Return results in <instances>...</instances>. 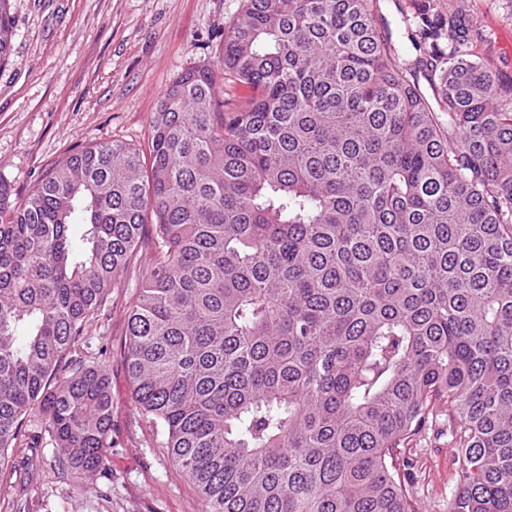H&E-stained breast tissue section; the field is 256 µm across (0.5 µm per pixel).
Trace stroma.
<instances>
[{
  "label": "stroma",
  "instance_id": "1",
  "mask_svg": "<svg viewBox=\"0 0 512 512\" xmlns=\"http://www.w3.org/2000/svg\"><path fill=\"white\" fill-rule=\"evenodd\" d=\"M242 0H12L15 36L0 66V177L22 202L54 165L95 144L151 147V121L177 74L217 67ZM482 61L512 77V0H464ZM141 281L128 271L77 349L112 388L108 477L60 478L51 442L37 472L0 486V512H202L191 481L137 408L126 361L128 311ZM417 512H448L461 474L448 409L403 449Z\"/></svg>",
  "mask_w": 512,
  "mask_h": 512
}]
</instances>
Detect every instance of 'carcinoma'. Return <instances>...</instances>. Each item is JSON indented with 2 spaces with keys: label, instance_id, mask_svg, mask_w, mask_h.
Returning a JSON list of instances; mask_svg holds the SVG:
<instances>
[{
  "label": "carcinoma",
  "instance_id": "cac0c4a2",
  "mask_svg": "<svg viewBox=\"0 0 512 512\" xmlns=\"http://www.w3.org/2000/svg\"><path fill=\"white\" fill-rule=\"evenodd\" d=\"M376 2L243 0L247 104L187 69L150 167L91 145L18 206L0 178V482L37 413L106 471L110 382L72 351L132 268L135 398L204 512H415L399 455L441 401L448 512H512V77L441 0L399 60ZM13 35L0 0V65Z\"/></svg>",
  "mask_w": 512,
  "mask_h": 512
}]
</instances>
